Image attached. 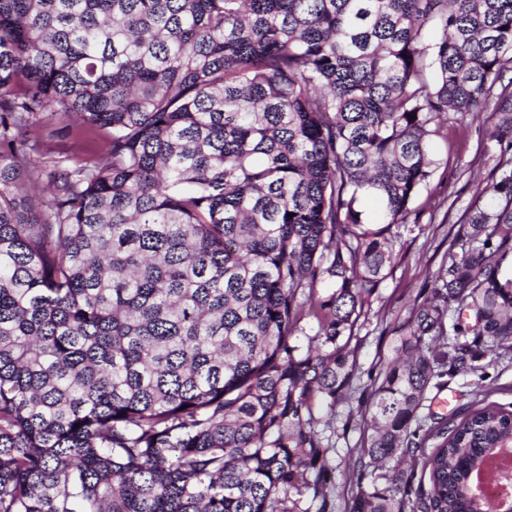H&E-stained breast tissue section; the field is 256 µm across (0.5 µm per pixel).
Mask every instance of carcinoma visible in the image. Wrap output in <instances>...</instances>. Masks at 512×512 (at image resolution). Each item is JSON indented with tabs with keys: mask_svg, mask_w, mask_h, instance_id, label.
I'll return each instance as SVG.
<instances>
[{
	"mask_svg": "<svg viewBox=\"0 0 512 512\" xmlns=\"http://www.w3.org/2000/svg\"><path fill=\"white\" fill-rule=\"evenodd\" d=\"M509 72L512 0H0V512H327L316 412L432 137L489 107L499 162L365 398L393 493L345 508L499 512L470 473L512 412L440 429L413 498L402 465L433 380L512 349ZM59 119L106 160L35 163Z\"/></svg>",
	"mask_w": 512,
	"mask_h": 512,
	"instance_id": "obj_1",
	"label": "carcinoma"
}]
</instances>
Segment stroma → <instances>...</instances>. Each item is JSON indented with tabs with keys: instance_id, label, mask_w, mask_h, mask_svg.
<instances>
[{
	"instance_id": "35a3bbf8",
	"label": "stroma",
	"mask_w": 512,
	"mask_h": 512,
	"mask_svg": "<svg viewBox=\"0 0 512 512\" xmlns=\"http://www.w3.org/2000/svg\"><path fill=\"white\" fill-rule=\"evenodd\" d=\"M493 123L487 112L477 118L468 116L462 122V131L435 138L436 167L414 202L420 219L399 225L388 275L369 296L358 321L353 341L356 392L335 411L318 412L330 424L326 435L332 445L329 457L334 473L327 488L329 512H344L346 499L357 488L385 490L391 486L387 469L365 476L357 466L368 433L361 406L363 393L390 355L394 328L429 297L442 263L448 260V247L463 213L486 186L498 162V152L488 146ZM47 146L44 160L48 163L59 161L71 166L95 159L98 154L95 140L76 133L67 139L48 141ZM492 404L512 411V351L497 358L483 374L459 375L442 387L429 389L417 438L424 450H431L433 434L454 411L466 413Z\"/></svg>"
}]
</instances>
